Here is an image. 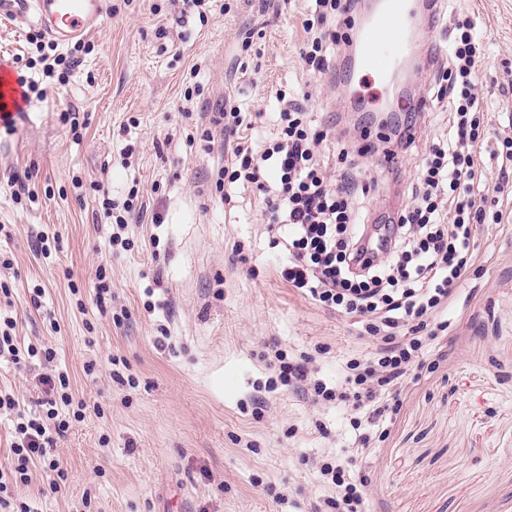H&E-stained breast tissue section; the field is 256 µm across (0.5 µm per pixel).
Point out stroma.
Listing matches in <instances>:
<instances>
[{"label": "stroma", "mask_w": 512, "mask_h": 512, "mask_svg": "<svg viewBox=\"0 0 512 512\" xmlns=\"http://www.w3.org/2000/svg\"><path fill=\"white\" fill-rule=\"evenodd\" d=\"M306 6L296 0L275 17L248 0H213L203 24L181 15L180 0H104L105 25L74 52L63 82L0 126V260L13 263L0 279L18 344L50 347L74 396L101 409L59 440V493L40 495L37 468L17 487L34 512H309L329 494L314 466L328 454L356 456L371 512H512V195L491 203L503 219L475 238L462 299L448 309L447 361L405 387L385 437L354 454L349 411L292 391L268 393L262 415L252 411L257 384L272 375L271 347L297 356L328 344L318 370L330 378L337 356L365 348L351 319L281 278L259 196L237 189L232 205L221 203L212 173L231 144L206 153L187 142L227 96L254 113L273 109L279 88L308 94L310 111L351 131L353 146L376 141L377 125L345 90L360 72L343 60L320 78L303 72ZM437 10L476 21L488 48L477 92L491 118L507 122L512 0H440ZM247 28L258 53L241 71ZM36 29L28 17L0 22V63L30 80L39 77L27 66ZM446 120L438 106L418 120L398 182H380L366 200L371 216L401 205ZM95 180L115 201L133 191L143 204L126 246L99 226ZM23 185L30 194L20 199ZM239 246L248 263L238 262ZM101 278L110 286L102 302ZM113 357L126 363L124 382L110 376Z\"/></svg>", "instance_id": "35a3bbf8"}]
</instances>
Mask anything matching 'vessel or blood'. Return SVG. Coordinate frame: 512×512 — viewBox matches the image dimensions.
<instances>
[{
	"mask_svg": "<svg viewBox=\"0 0 512 512\" xmlns=\"http://www.w3.org/2000/svg\"><path fill=\"white\" fill-rule=\"evenodd\" d=\"M421 10L433 13L434 0H382L370 18L351 32L356 66L382 80L409 56L428 65V56L418 55L410 36L412 20ZM26 12L33 13L45 34L61 45L87 36L105 22L103 0H0V15ZM21 102L20 84L0 70V104Z\"/></svg>",
	"mask_w": 512,
	"mask_h": 512,
	"instance_id": "1",
	"label": "vessel or blood"
}]
</instances>
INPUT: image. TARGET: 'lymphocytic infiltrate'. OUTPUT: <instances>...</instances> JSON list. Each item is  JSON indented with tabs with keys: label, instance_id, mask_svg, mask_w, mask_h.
<instances>
[{
	"label": "lymphocytic infiltrate",
	"instance_id": "obj_1",
	"mask_svg": "<svg viewBox=\"0 0 512 512\" xmlns=\"http://www.w3.org/2000/svg\"><path fill=\"white\" fill-rule=\"evenodd\" d=\"M359 4L310 0L300 52L308 73L326 74L350 47ZM485 55L473 18L456 19L445 61L426 93L445 107L448 133L420 155L411 201L395 213L367 221L362 204L373 179L361 173L357 160L408 150L416 125L409 112L379 145L353 154L343 149L332 158L323 144L334 126L317 122L304 99L280 90L271 114L274 136L237 141L230 162L216 173V190L235 186L261 196L269 242L281 251V278L321 308L355 318L361 339L372 346L370 356L338 359L333 382L311 367L316 356L328 354V346L315 345L313 353L295 358L277 349L269 360L275 372L269 389L298 391L313 403L353 410L351 426L361 449L385 431L413 370L440 347L448 307L472 265L473 231L487 221L489 193L512 190V133L493 132L475 91L473 75ZM492 140L499 148L490 153ZM488 158L499 163L490 179L482 172ZM37 387L36 410H21L14 394L0 392V411L15 416V473L25 483L30 466H39L47 477L40 492L47 496L58 492L64 475L56 447L70 420L61 419L60 410L71 408L78 420L88 405L74 400L65 372L48 369L39 374ZM317 471L332 494L313 512H369L367 480L353 476L351 464L326 457Z\"/></svg>",
	"mask_w": 512,
	"mask_h": 512
}]
</instances>
